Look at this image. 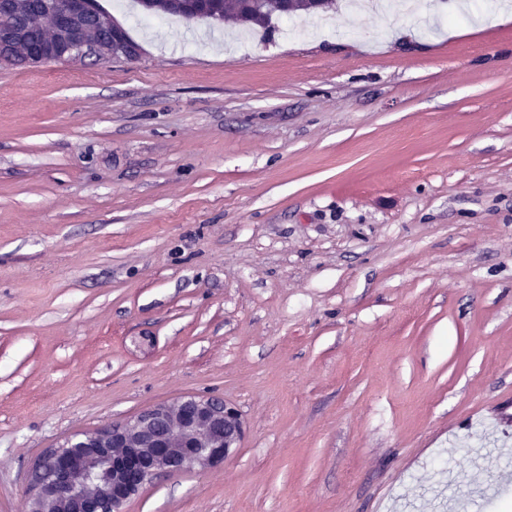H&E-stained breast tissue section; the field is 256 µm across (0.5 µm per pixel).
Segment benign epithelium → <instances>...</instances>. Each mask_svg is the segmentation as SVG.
Returning a JSON list of instances; mask_svg holds the SVG:
<instances>
[{
  "mask_svg": "<svg viewBox=\"0 0 512 512\" xmlns=\"http://www.w3.org/2000/svg\"><path fill=\"white\" fill-rule=\"evenodd\" d=\"M46 0H0V65L16 63L26 44L24 64L138 58V47L112 17L91 0H58L49 12L55 36L28 43L26 32L4 23L5 16L39 17ZM187 20L207 16L208 0H170ZM240 411L224 400L187 395L154 404L125 422L67 438L34 464L25 512H122L123 506L158 474L202 472L224 461L244 436Z\"/></svg>",
  "mask_w": 512,
  "mask_h": 512,
  "instance_id": "7a95c632",
  "label": "benign epithelium"
}]
</instances>
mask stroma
Masks as SVG:
<instances>
[{"label":"stroma","instance_id":"stroma-1","mask_svg":"<svg viewBox=\"0 0 512 512\" xmlns=\"http://www.w3.org/2000/svg\"><path fill=\"white\" fill-rule=\"evenodd\" d=\"M98 3L136 60L0 65V512L186 395L240 447L124 512L512 504V0ZM173 5V13H177L187 20H194L201 16H208L211 21H223L225 15H231L237 22L245 26L266 24L280 6L278 0H266L262 11L248 10L241 3L252 5L254 8H260L263 3L261 0H214V10L222 14L223 18L216 13L208 11V0H168Z\"/></svg>","mask_w":512,"mask_h":512}]
</instances>
